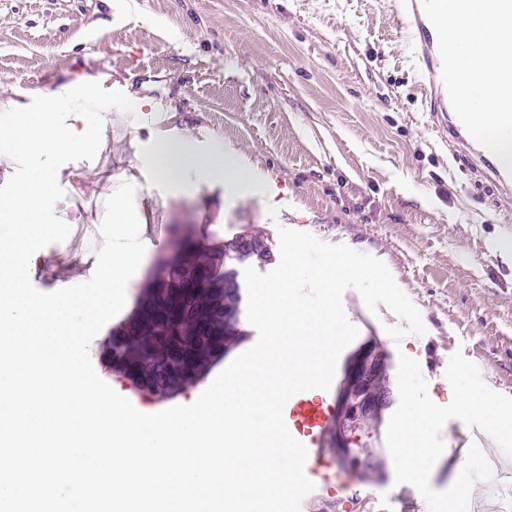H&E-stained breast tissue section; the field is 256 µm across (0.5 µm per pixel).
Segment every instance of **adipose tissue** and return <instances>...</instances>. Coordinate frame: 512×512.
Segmentation results:
<instances>
[{
    "label": "adipose tissue",
    "instance_id": "obj_1",
    "mask_svg": "<svg viewBox=\"0 0 512 512\" xmlns=\"http://www.w3.org/2000/svg\"><path fill=\"white\" fill-rule=\"evenodd\" d=\"M153 167L165 177H176L189 169L204 170L223 176L225 183L236 184L247 176L245 166L232 151H224L207 159L194 155L185 141L160 140L157 142L152 159Z\"/></svg>",
    "mask_w": 512,
    "mask_h": 512
}]
</instances>
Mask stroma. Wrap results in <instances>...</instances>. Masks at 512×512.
Masks as SVG:
<instances>
[{
    "instance_id": "stroma-1",
    "label": "stroma",
    "mask_w": 512,
    "mask_h": 512,
    "mask_svg": "<svg viewBox=\"0 0 512 512\" xmlns=\"http://www.w3.org/2000/svg\"><path fill=\"white\" fill-rule=\"evenodd\" d=\"M395 12L396 0H0V105L26 106L108 68L109 89L143 106L104 120L101 148L113 172L96 159L59 168L60 219L89 223L71 199L108 178L135 185L143 224L156 208L162 224H196L220 239L248 231L275 249L283 226L346 244L386 265L427 332L390 341L394 313L369 311L347 290L343 307L358 335L337 370L368 345L387 356L393 388L407 355L444 406L453 396L445 371L460 351L484 364L487 386L505 395L512 261L489 243L512 242V223H503L490 185L478 184L432 134ZM160 112L168 127H157ZM162 138L188 140L202 157L232 147L249 178L233 188L194 170L160 178L149 158ZM158 254L145 249L123 309L88 349L97 375L145 413L194 403L229 359L169 398L133 391L108 366L106 342L132 314ZM371 489L399 492L393 462L317 492L306 512H362L356 502Z\"/></svg>"
}]
</instances>
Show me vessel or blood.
Returning a JSON list of instances; mask_svg holds the SVG:
<instances>
[{
  "instance_id": "vessel-or-blood-1",
  "label": "vessel or blood",
  "mask_w": 512,
  "mask_h": 512,
  "mask_svg": "<svg viewBox=\"0 0 512 512\" xmlns=\"http://www.w3.org/2000/svg\"><path fill=\"white\" fill-rule=\"evenodd\" d=\"M397 18L415 45L412 69L437 137L447 142L454 156L465 158L470 169L494 186L498 196L512 199V172L502 169L478 151L455 114L441 77L437 34L425 16L420 0H397ZM337 414L336 404L307 390L293 395L283 409L290 433L307 449L306 476L316 488L329 487L340 478L339 461L327 445V435Z\"/></svg>"
}]
</instances>
